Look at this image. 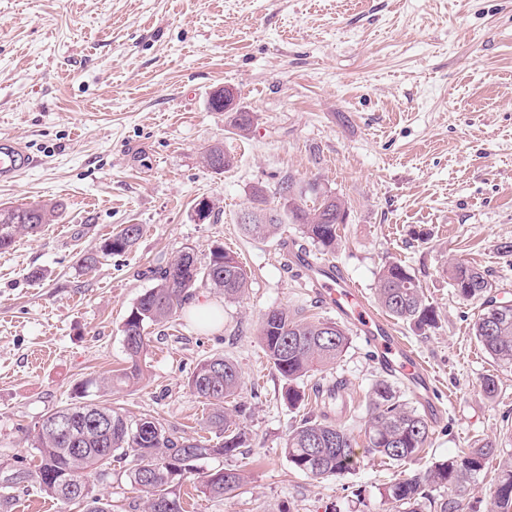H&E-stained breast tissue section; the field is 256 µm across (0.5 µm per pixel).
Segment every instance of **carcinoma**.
<instances>
[{
    "label": "carcinoma",
    "mask_w": 512,
    "mask_h": 512,
    "mask_svg": "<svg viewBox=\"0 0 512 512\" xmlns=\"http://www.w3.org/2000/svg\"><path fill=\"white\" fill-rule=\"evenodd\" d=\"M252 123L248 112H236L230 119L238 136L248 133ZM204 159L217 172L233 164V157L222 146L210 148ZM248 209L255 219L243 225L247 234L268 238L286 218L301 225L304 235L328 252L336 250L339 225L346 218L344 202L331 193L322 194L311 208L290 196L288 209L281 213L270 207L263 185L252 188ZM57 211L58 205L41 202L1 207L0 250L9 249L21 234L40 232L57 217ZM140 235V225L127 224L103 242L100 252L123 254ZM154 276L155 285L138 298L123 323L126 366L110 377L86 380L79 400L46 414L36 433L37 469H14L3 482L32 480L41 492L65 506L78 505L82 512H112L111 501L96 494L95 481L108 475L114 462L129 465L126 477L132 488L143 494V512H185L181 486L190 474H200L199 490L211 498H222L240 486L243 475L235 469L213 468L201 473L198 468L200 461L234 455L248 440L240 423L245 406L231 405L241 387V372L231 360L220 355L207 357L187 377L190 390L212 406L210 424L224 435L214 443L179 439L155 417L135 419L120 408L84 400L92 387L138 383L144 377L147 330L168 321L193 298L197 288H211L235 299L245 293L249 283L242 263L221 247L211 250L205 263L198 261L194 251H184L173 263L157 268ZM448 278L456 294L466 300L481 298L492 289L484 272L462 262L451 267ZM375 294L379 306L397 321L418 330L437 324L438 314L422 283L399 263L382 268ZM473 331L495 363L512 366V306L485 300ZM261 337L269 361L284 381L288 406L295 409L304 400L298 381L335 365L350 344L347 329L339 323L324 318L307 321L286 308L265 315ZM321 402L336 406V415H342L347 409L343 382L321 390ZM105 417L110 425L104 430L98 422ZM429 434L427 421L401 399L392 381L383 378L372 384L365 427L369 453L393 462L412 460L425 451ZM356 446L349 430L324 413L303 417L289 432L283 452L296 470L319 479L353 470L358 463ZM497 447L493 440H477L422 473L393 481L386 495L401 512H462L465 496L497 457ZM490 486L496 512H512V457L498 461ZM437 487L446 494L434 497L432 490Z\"/></svg>",
    "instance_id": "1"
}]
</instances>
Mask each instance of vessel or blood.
Returning <instances> with one entry per match:
<instances>
[{"instance_id": "vessel-or-blood-1", "label": "vessel or blood", "mask_w": 512, "mask_h": 512, "mask_svg": "<svg viewBox=\"0 0 512 512\" xmlns=\"http://www.w3.org/2000/svg\"><path fill=\"white\" fill-rule=\"evenodd\" d=\"M36 165V159L21 143L10 139L0 141V183L13 182ZM291 260L304 272L316 297L354 323L385 371L407 377L413 389L430 392L425 366L395 336L386 321L350 289L339 269L306 251L292 253Z\"/></svg>"}]
</instances>
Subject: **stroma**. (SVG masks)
Returning a JSON list of instances; mask_svg holds the SVG:
<instances>
[{"mask_svg":"<svg viewBox=\"0 0 512 512\" xmlns=\"http://www.w3.org/2000/svg\"><path fill=\"white\" fill-rule=\"evenodd\" d=\"M221 87L252 114L247 136L211 109ZM3 138L39 163L0 183V204L62 210L0 252V470L34 467L42 417L124 364L122 325L153 286L152 269L189 248L207 261L218 245L250 271L246 294L197 289L218 323L183 310L152 326L143 380L89 393L159 418L175 436L211 439V407L187 377L215 354L237 364L248 441L222 464L245 481L221 498L185 481L186 512H395L385 489L402 472L481 438L512 456V367L483 350L473 333L480 302L457 296L446 274L473 265L497 301H512V0H0ZM214 145L234 159L221 173L203 162ZM286 178L305 204L325 192L344 201L327 259L367 302L381 268L397 262L437 310L435 328L392 325L429 367L441 408L410 463L367 455L315 480L283 453L299 420L321 414L317 389L339 379L349 400L340 422L364 442L368 391L383 375L354 335L336 365L305 378L300 409L282 399L261 342L265 314L337 317L290 263L291 249L310 246L299 225L264 240L239 228L252 187L265 185L279 209ZM203 198L214 209L200 223ZM127 224L142 228L130 251L81 266ZM488 375L499 384L491 397ZM0 512L61 506L24 483L0 488Z\"/></svg>","mask_w":512,"mask_h":512,"instance_id":"1","label":"stroma"}]
</instances>
